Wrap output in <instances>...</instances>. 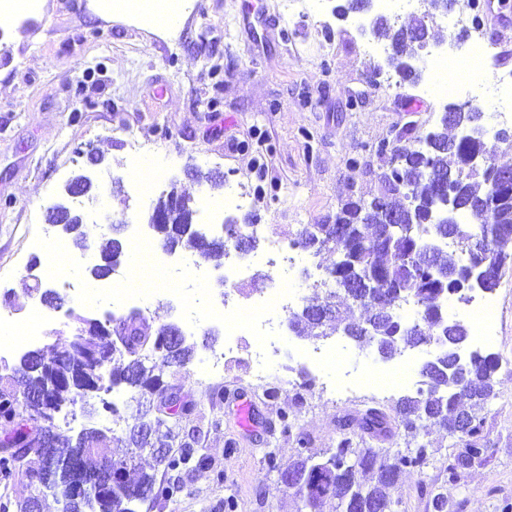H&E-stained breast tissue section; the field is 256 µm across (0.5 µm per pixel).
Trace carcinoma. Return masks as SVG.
I'll return each mask as SVG.
<instances>
[{
  "label": "carcinoma",
  "instance_id": "1",
  "mask_svg": "<svg viewBox=\"0 0 512 512\" xmlns=\"http://www.w3.org/2000/svg\"><path fill=\"white\" fill-rule=\"evenodd\" d=\"M448 2L423 0V11L406 28L395 27L385 16L374 24L371 35L389 40L390 50L398 58L395 70L402 78L415 81L417 71L410 69L411 60L432 36L430 23L449 11ZM481 120L480 112L459 114L458 122L472 130L471 137L459 140L448 137V123L439 122L434 131L437 142L432 148L431 175L415 172L421 164L418 147L393 146L414 172L406 186L401 185L385 143H380L376 149L383 161L380 190L367 203V211L356 217L352 197L336 212L333 223L309 224L300 232L303 248L320 252L331 246L340 254V260L329 271L336 290L329 293L327 302L322 306L306 305L290 320L298 335L326 338L336 333L339 324L341 331L358 344L378 342L387 359L433 339L441 340L444 348L428 363V371L423 374L425 388L413 396L399 397L387 409L368 407L349 415L357 432L343 437L336 447L319 455L311 451L307 439L297 440L290 466L307 488L299 512H324V505L332 500L336 501L335 512H395L392 490L404 472L421 469L427 463V446L420 444L405 453L379 455L380 449L373 447L371 441L393 436V419L408 430L422 419L443 428L468 449V455L458 456L460 464L486 454L483 411L494 396L500 360L493 354L478 352L466 366L458 364L452 348L456 342L467 341L469 329L464 323L448 319L443 310V302L453 294V282L442 278L431 281L425 274L429 268L458 274L466 267L461 259L465 254L470 256V262L482 264L484 273L480 282L472 281L469 287L492 292L499 285L502 269L512 264V254L500 248L512 240V177L502 184L492 183L485 172L475 170L471 163L477 151L493 155L498 151L496 134L484 129ZM439 185L455 192L456 214L468 215L470 222L444 226L451 244L445 243L429 254L414 245L436 231L435 215L429 206ZM168 196L181 199L183 205L170 214L169 222L152 225L162 241L189 249L204 260L220 255L221 248L205 234L185 232L184 227L194 222L196 214L186 205L190 197L174 184ZM394 216L400 220V229L386 237L385 224ZM46 220L50 224L72 222L73 241L78 247L84 246L82 225L76 223L75 215L51 211ZM120 230L121 226H114L113 236L99 242L102 263L88 270L92 278L107 273L113 263L125 256L118 237ZM486 240L498 248H480ZM402 288L408 289V295L419 306L417 321L424 322L420 330L402 333L391 321L393 309L401 301L398 290ZM110 323V313L103 322L82 314L74 316V328L88 330L92 336L108 331ZM119 323L120 328L103 346L71 344L49 358L30 352L21 357L19 365L6 366L0 373V443L22 450L27 457H38V466L26 469L32 483L50 482L62 495L78 472L98 473L110 481L97 494L63 500V512H137L132 508L135 503L173 500L180 490L177 483L159 481L145 472L136 478L130 476L131 462L138 451L150 450L156 463L167 471L209 467L208 458L199 453L194 437L182 441L178 453H171L172 442L180 435L181 420L194 407L173 392L167 396L163 416L149 421L137 418L126 427L128 447L133 449L127 458L109 459L102 455L109 439H120L114 428L84 429L74 439L60 440L55 410L93 393L102 410L114 414L115 405L108 400L114 388L125 385L142 396L166 391L164 369L182 367L192 357L194 346L187 344L183 336L171 344L168 352H159V343L169 339L171 324L153 330L138 311L122 316ZM20 386L23 397L28 399V416L39 423L37 427L30 426L17 411ZM462 420L467 424L464 430L458 427ZM15 461V456L0 453V512H10L14 505L9 490L18 474ZM14 506L16 512H40L39 503L31 498Z\"/></svg>",
  "mask_w": 512,
  "mask_h": 512
}]
</instances>
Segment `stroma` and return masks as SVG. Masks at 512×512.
<instances>
[{"label": "stroma", "mask_w": 512, "mask_h": 512, "mask_svg": "<svg viewBox=\"0 0 512 512\" xmlns=\"http://www.w3.org/2000/svg\"><path fill=\"white\" fill-rule=\"evenodd\" d=\"M284 2L192 0L178 30L163 34L103 11L98 0H39L35 12L0 26V297L14 312L27 313L41 291L59 287L53 279L32 277V260L44 257L32 242L77 171H88L100 198L101 216L86 218L85 229L117 224L124 243L155 239L136 189L139 163L125 146L128 131L148 142L161 189L175 182L191 198L223 199L222 188L186 176L190 164L231 184L244 200L234 218L264 227L257 247L262 253L273 240L295 250L304 225L328 222L348 197L375 193L380 142L415 141L436 129L447 101L434 91L430 71H421L414 83L388 84L385 74L371 71L383 54L368 53L367 35L352 20L336 18V0H315L312 10L300 4L291 13ZM87 149L104 156V164L89 166ZM223 274L210 268L184 297L146 303L150 325L176 323L196 347L186 367L165 370L163 379L196 402L184 430L199 431L201 451L212 463L177 474V502L152 512H218L229 499L234 512H297V498L268 469L264 449L286 463L301 436L318 453L335 447L344 436L341 415L391 405L403 391H364L340 402L320 394L318 371L308 372L312 386L303 385V364L285 355L271 363L273 376L264 387H254L244 360L201 384L199 367L209 349L202 341L208 336L212 346L222 347L224 329L203 316L189 322L185 309L197 298L216 297ZM493 295L498 319L489 351L501 366L485 410L488 453L458 466L452 477L455 439L431 424L412 437L395 423L387 448L422 441L431 451L427 465L400 478L392 493L397 512H434L437 493L446 501L444 512H512V266ZM71 309L99 316L108 311L94 300L46 308L32 349L68 347ZM216 387L223 388V399H213ZM117 392L118 416L155 418L159 395L139 398L125 386ZM243 395L256 406L258 430L236 423L234 406ZM98 403L89 396L65 406L58 432L73 438L85 428L111 426L117 415L97 412ZM282 411L295 424L292 435L271 429ZM218 470L224 473L220 483Z\"/></svg>", "instance_id": "obj_1"}]
</instances>
